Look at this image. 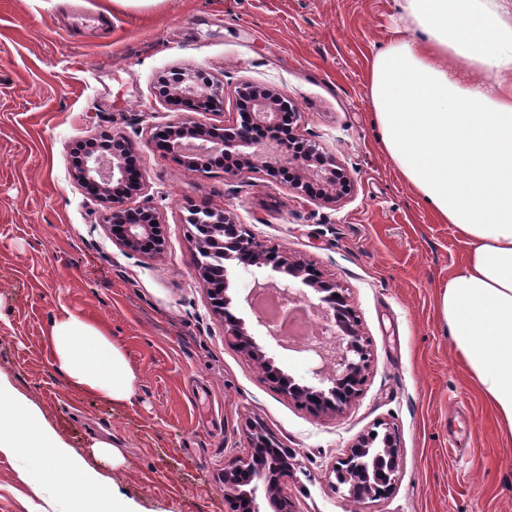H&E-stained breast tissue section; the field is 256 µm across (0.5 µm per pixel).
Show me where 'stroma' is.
<instances>
[{
    "label": "stroma",
    "mask_w": 512,
    "mask_h": 512,
    "mask_svg": "<svg viewBox=\"0 0 512 512\" xmlns=\"http://www.w3.org/2000/svg\"><path fill=\"white\" fill-rule=\"evenodd\" d=\"M392 0H0V375L42 421L110 478L138 512H229L219 476L263 423L297 466L284 492L297 512H512V444L456 356L438 310L466 246L437 223L380 151L371 59L399 20ZM175 68L219 80L218 108L174 106L159 79ZM246 84L296 105L298 132L348 172L327 202L264 172L193 168L152 140L177 118L232 125ZM126 135L145 176L134 207L163 217V255L127 253L106 206L72 177L76 143ZM223 207L267 246L344 288L369 369L340 416L316 414L270 383L224 335L200 284L188 204ZM97 323L126 354L129 401L70 388L48 333L61 309ZM390 431L398 472L382 499L350 502L332 467L361 434ZM123 454L92 458L93 440ZM0 455V512H65Z\"/></svg>",
    "instance_id": "1"
}]
</instances>
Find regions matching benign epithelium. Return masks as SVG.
<instances>
[{"instance_id": "1", "label": "benign epithelium", "mask_w": 512, "mask_h": 512, "mask_svg": "<svg viewBox=\"0 0 512 512\" xmlns=\"http://www.w3.org/2000/svg\"><path fill=\"white\" fill-rule=\"evenodd\" d=\"M223 88L213 79L195 70H180L174 81L160 88V94L173 104L193 102L215 106L222 100ZM238 105L245 109L240 122L224 137H215L216 129L187 119H178L155 129L156 145L179 153L187 142L197 151H222L255 163L275 179H283L296 188L306 181L320 186L323 196L334 199L346 182L345 173L319 149L317 144L299 140L293 132L295 113L289 101L268 88L244 87ZM128 152L113 150L111 155L83 154L76 164L74 178L83 190L99 202L108 204L105 222L112 238L129 253L160 255L165 249V224L154 208L130 209L127 199L143 190L141 172L130 167ZM194 224H203L213 232L216 247L198 259L197 272L205 267L223 269V283L203 287L215 312L224 318L225 335L263 370L267 379L279 385L289 398L323 414L339 415L360 394L366 380L369 353L354 310L345 291L333 280L286 252L268 249L244 231L224 208L196 206L188 216ZM244 270L267 271L279 275L278 282L255 283L257 288L273 287L290 302L307 301L316 309L324 334L299 349L308 366V378L297 379L276 365L275 359L255 340V333L266 332L276 338L278 332L261 314L247 324L236 315L239 298L231 288L226 262ZM253 448L250 457L224 462L220 480L224 499L234 512H296L283 493V483L294 470V457L288 449L271 458L266 452L270 437L265 429L249 423ZM397 448L392 435L364 434L347 449L333 466L336 490L347 500H377L393 489L397 473Z\"/></svg>"}]
</instances>
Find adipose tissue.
Returning <instances> with one entry per match:
<instances>
[{
    "label": "adipose tissue",
    "mask_w": 512,
    "mask_h": 512,
    "mask_svg": "<svg viewBox=\"0 0 512 512\" xmlns=\"http://www.w3.org/2000/svg\"><path fill=\"white\" fill-rule=\"evenodd\" d=\"M394 4L402 27L370 65L372 124L404 182L467 247L440 316L512 442V0ZM49 351L69 386L110 403L130 398L124 352L86 318L62 311ZM0 454L19 459L35 488L56 487L70 512H137L1 378Z\"/></svg>",
    "instance_id": "adipose-tissue-1"
}]
</instances>
